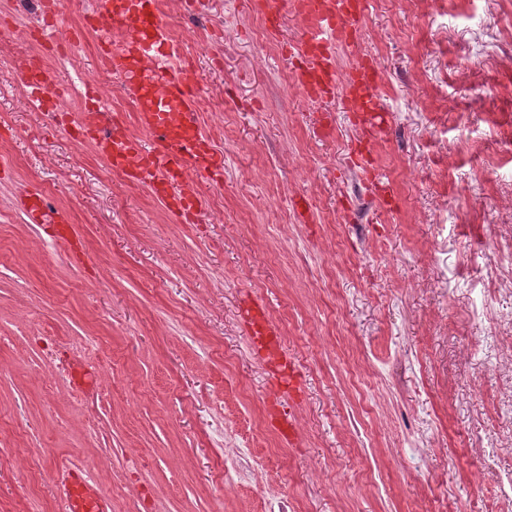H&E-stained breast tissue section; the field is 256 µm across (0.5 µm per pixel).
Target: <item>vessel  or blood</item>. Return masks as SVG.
I'll list each match as a JSON object with an SVG mask.
<instances>
[{
	"instance_id": "1",
	"label": "vessel or blood",
	"mask_w": 512,
	"mask_h": 512,
	"mask_svg": "<svg viewBox=\"0 0 512 512\" xmlns=\"http://www.w3.org/2000/svg\"><path fill=\"white\" fill-rule=\"evenodd\" d=\"M306 5V30L289 45L290 55L300 61L298 84L313 99L338 95L343 111L353 113L360 130L358 164L370 168L371 146L389 124L379 95L381 75L360 55L347 77H340L335 67V48L354 46L367 0H306ZM94 11L108 24L100 38L124 77L125 91L136 107V122L151 141L145 144L128 138L104 113L91 117V136L113 168L133 182L149 185L182 221L192 220L201 207L200 179L221 172L224 165L199 119L195 84L181 60L163 51L166 23L153 12L150 0H95ZM16 77L27 84L29 99L37 106L58 85L57 74H46L35 59L26 61ZM19 207L31 224L52 226L66 221L63 212L50 208L37 193L22 198ZM245 321L253 350L274 367L273 396L296 391L298 371L283 353L278 330L264 307L250 303ZM58 483L72 512H104L106 500L88 476L65 473Z\"/></svg>"
}]
</instances>
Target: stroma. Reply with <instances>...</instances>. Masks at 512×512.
<instances>
[{
  "instance_id": "35a3bbf8",
  "label": "stroma",
  "mask_w": 512,
  "mask_h": 512,
  "mask_svg": "<svg viewBox=\"0 0 512 512\" xmlns=\"http://www.w3.org/2000/svg\"><path fill=\"white\" fill-rule=\"evenodd\" d=\"M63 2L79 49L35 55L76 97L98 56L86 0ZM258 19L204 0L168 21L207 25L219 50L188 55L223 88L222 126L202 120L224 172L195 224L108 175L92 139L30 141L40 117L0 62V512H49L63 462L95 464L112 512H490L512 475V0H370L359 49L390 122L368 174L351 113L330 103L320 131L286 80L301 15L264 42ZM35 189L74 244L26 222ZM250 297L299 372L276 403L294 448L268 422ZM81 339L103 356L73 353Z\"/></svg>"
}]
</instances>
